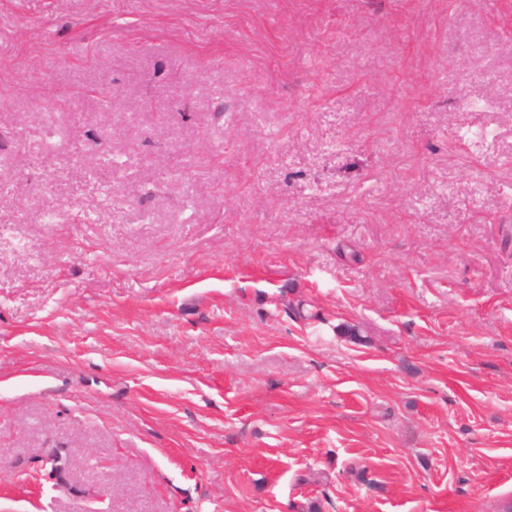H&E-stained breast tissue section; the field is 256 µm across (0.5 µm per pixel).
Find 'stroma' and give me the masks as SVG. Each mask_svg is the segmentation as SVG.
Wrapping results in <instances>:
<instances>
[{"mask_svg":"<svg viewBox=\"0 0 512 512\" xmlns=\"http://www.w3.org/2000/svg\"><path fill=\"white\" fill-rule=\"evenodd\" d=\"M0 136V512L512 496V0H0Z\"/></svg>","mask_w":512,"mask_h":512,"instance_id":"stroma-1","label":"stroma"}]
</instances>
